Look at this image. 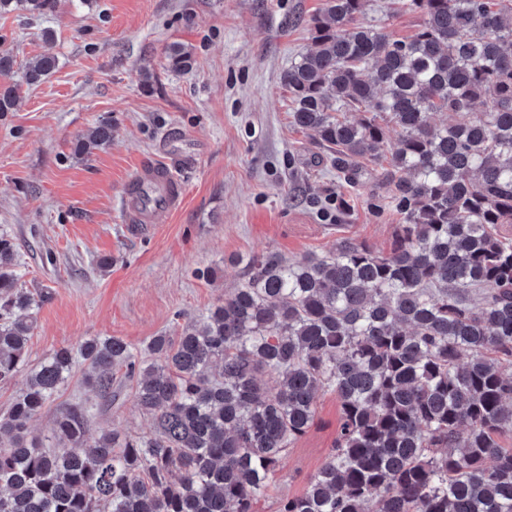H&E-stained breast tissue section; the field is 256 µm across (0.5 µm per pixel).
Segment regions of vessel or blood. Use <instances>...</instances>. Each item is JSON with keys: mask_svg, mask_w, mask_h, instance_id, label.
Wrapping results in <instances>:
<instances>
[{"mask_svg": "<svg viewBox=\"0 0 512 512\" xmlns=\"http://www.w3.org/2000/svg\"><path fill=\"white\" fill-rule=\"evenodd\" d=\"M184 186L175 172L163 163L141 167L128 181L120 200L124 224L136 234L142 233L159 217L181 205Z\"/></svg>", "mask_w": 512, "mask_h": 512, "instance_id": "vessel-or-blood-1", "label": "vessel or blood"}]
</instances>
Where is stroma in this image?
<instances>
[{
	"instance_id": "35a3bbf8",
	"label": "stroma",
	"mask_w": 512,
	"mask_h": 512,
	"mask_svg": "<svg viewBox=\"0 0 512 512\" xmlns=\"http://www.w3.org/2000/svg\"><path fill=\"white\" fill-rule=\"evenodd\" d=\"M322 3L55 0L42 17L0 15V47L15 57V79L40 56L58 60L0 115V234L16 244L21 282L50 294L29 341L30 364L92 336L142 348L175 335L244 282L255 254L295 261L341 239L390 250L400 217L381 207L388 185L371 170L357 184L338 179L327 152L292 123L282 76L310 49L304 21ZM364 17L402 39L423 21L398 0H367ZM175 43L192 50L190 72L169 69ZM145 68L153 74L147 86ZM102 119L112 124L111 142L76 154ZM158 160L184 183L185 199L135 235L121 222L119 200L138 167ZM79 400L93 407L87 443L149 430L124 371H113L112 393L101 398L78 367L32 421L33 435L51 443L56 416ZM339 420L335 395L319 393L312 426L289 447L255 512H278L280 500L304 492Z\"/></svg>"
}]
</instances>
